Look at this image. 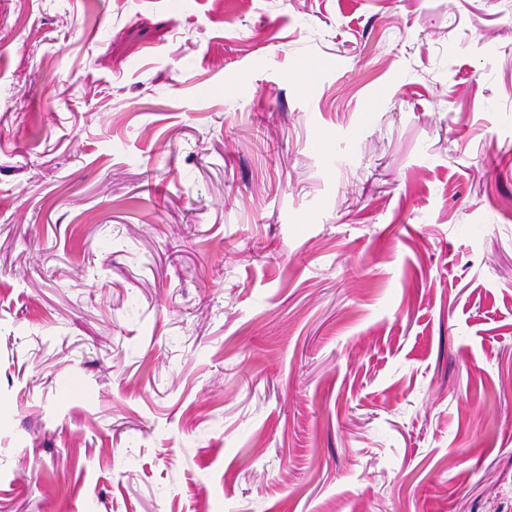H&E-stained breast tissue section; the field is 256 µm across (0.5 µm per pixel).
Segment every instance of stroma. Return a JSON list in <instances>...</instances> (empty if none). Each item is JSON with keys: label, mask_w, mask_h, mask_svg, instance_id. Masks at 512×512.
<instances>
[{"label": "stroma", "mask_w": 512, "mask_h": 512, "mask_svg": "<svg viewBox=\"0 0 512 512\" xmlns=\"http://www.w3.org/2000/svg\"><path fill=\"white\" fill-rule=\"evenodd\" d=\"M512 512V0H0V512Z\"/></svg>", "instance_id": "stroma-1"}]
</instances>
